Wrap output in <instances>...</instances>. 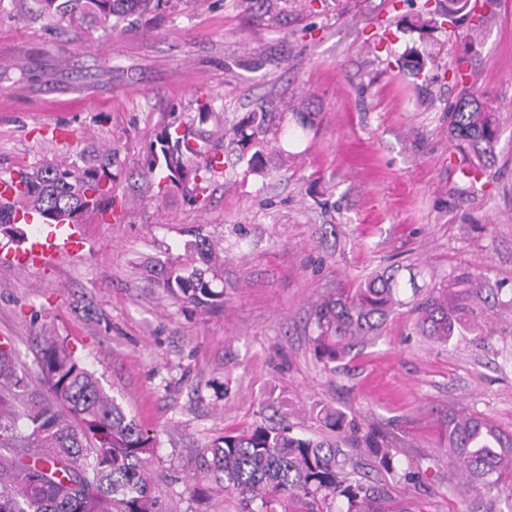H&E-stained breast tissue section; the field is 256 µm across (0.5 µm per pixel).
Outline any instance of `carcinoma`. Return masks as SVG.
<instances>
[{
	"mask_svg": "<svg viewBox=\"0 0 512 512\" xmlns=\"http://www.w3.org/2000/svg\"><path fill=\"white\" fill-rule=\"evenodd\" d=\"M103 24L144 16L160 5L177 8L181 0H37L41 12L73 23L82 2ZM471 16L470 0H448L441 16L453 21ZM215 129L196 131L190 125L171 123L156 137L149 173L160 171L159 192L182 191L198 204L207 183L218 174L213 158L218 143L235 154L253 172L263 169L265 156L276 150L285 133L284 113L265 105L246 113L231 126L221 113H199ZM448 133L462 157L463 177L479 180L496 158L498 126L493 112L470 87L448 110ZM116 151L110 147L93 154L79 152L67 164L43 162L18 169L17 197L0 201V226L12 224L15 210L36 212L47 223L80 224L105 210L112 194V165ZM190 243V258L166 260L152 266L163 290L196 308H208L224 297L215 288L220 279L216 245L199 227ZM502 289L482 274H459L422 292L414 277L405 280L396 270H383L365 279L353 291L321 299L315 309L314 350L332 363L342 358L351 343L374 335L397 308L407 306L416 315L422 335L441 344L476 332L489 303H500ZM40 369L50 399L34 404L16 416L0 421V447L13 448L11 457L0 456V512H169L153 492L147 454L154 437L128 416L103 389L95 374L66 349L46 337ZM0 383L14 396L27 390L26 374L14 350L0 343ZM332 436L320 439L292 434L288 425L254 424L226 434L195 455L212 477L213 486L193 488L192 496L205 501L213 488L242 497L246 512L261 502L263 512H276L284 502L293 512H392L385 490L357 478L349 467L345 445L364 448L384 470L393 473L387 436L358 425L341 411L320 409ZM448 448L454 476L462 484L484 491L486 512L505 502L512 512V485H501L500 474L512 472V433L503 431L489 416L468 412L448 414Z\"/></svg>",
	"mask_w": 512,
	"mask_h": 512,
	"instance_id": "1",
	"label": "carcinoma"
}]
</instances>
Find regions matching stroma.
Returning <instances> with one entry per match:
<instances>
[{"label": "stroma", "mask_w": 512, "mask_h": 512, "mask_svg": "<svg viewBox=\"0 0 512 512\" xmlns=\"http://www.w3.org/2000/svg\"><path fill=\"white\" fill-rule=\"evenodd\" d=\"M424 1L288 0L270 14L245 0H185L114 29L0 0V176L85 148L117 153L112 208L81 225L83 256L0 266V343L29 380L21 401L0 388V413L47 398L48 334L155 436L154 490L170 512H241L232 493L192 497L208 482L193 449L255 423L321 434V403L387 433L398 470L423 471L406 482L351 449L395 512H484L483 493L450 479L448 414L512 431V308H495L479 340L435 343L402 307L335 365L313 346L317 302L389 265L426 269V288L479 269L512 289V0L480 29L461 20L428 36L406 28ZM463 56L499 124L496 162L473 184L448 136ZM294 96L313 128L286 117L292 165L273 154L264 176L226 168L203 209L148 186L157 133L191 122L199 100L231 120ZM200 224L224 246V300L205 312L146 270L182 255Z\"/></svg>", "instance_id": "35a3bbf8"}]
</instances>
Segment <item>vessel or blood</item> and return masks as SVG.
I'll return each instance as SVG.
<instances>
[{
    "mask_svg": "<svg viewBox=\"0 0 512 512\" xmlns=\"http://www.w3.org/2000/svg\"><path fill=\"white\" fill-rule=\"evenodd\" d=\"M85 250L83 239L71 224H40L25 245L0 256V261L20 269L41 268L61 256H77Z\"/></svg>",
    "mask_w": 512,
    "mask_h": 512,
    "instance_id": "obj_1",
    "label": "vessel or blood"
}]
</instances>
